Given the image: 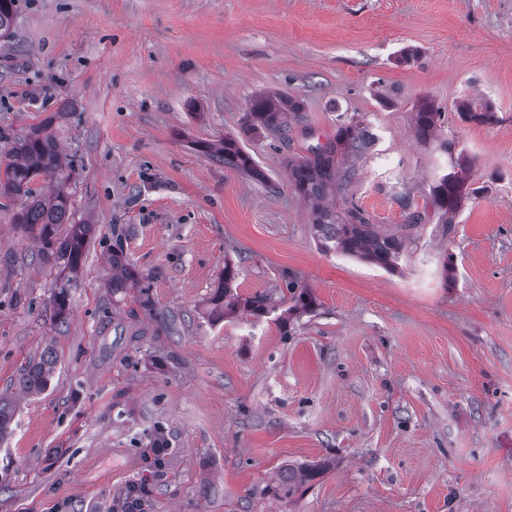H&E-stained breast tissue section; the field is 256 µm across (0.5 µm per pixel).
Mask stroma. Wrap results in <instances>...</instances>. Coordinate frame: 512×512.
Returning <instances> with one entry per match:
<instances>
[{
	"mask_svg": "<svg viewBox=\"0 0 512 512\" xmlns=\"http://www.w3.org/2000/svg\"><path fill=\"white\" fill-rule=\"evenodd\" d=\"M263 92L302 100L287 136L243 135ZM463 98L496 122L460 121ZM424 100L472 161L451 224L430 202L446 159L413 133ZM342 113L374 142L336 202L405 234L398 271L321 249L290 183ZM45 120L95 233L57 318L60 269L0 196V512H120L131 485L143 512H512V0H18L0 148ZM229 134L267 182L193 147ZM115 250L139 275L118 293ZM228 264L266 314L210 317ZM303 289L314 307L290 311ZM309 462L310 487L269 494ZM55 361L54 356L49 352L47 355H43L38 362L29 364L20 378L23 389L31 393L43 391L47 386ZM322 473L321 467L317 465H304L292 467L288 465L279 474L275 485L271 487L274 496L281 499H290L307 484L317 479Z\"/></svg>",
	"mask_w": 512,
	"mask_h": 512,
	"instance_id": "stroma-1",
	"label": "stroma"
}]
</instances>
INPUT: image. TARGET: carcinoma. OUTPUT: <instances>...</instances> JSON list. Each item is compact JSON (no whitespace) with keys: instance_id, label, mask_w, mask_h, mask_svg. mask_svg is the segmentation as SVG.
Wrapping results in <instances>:
<instances>
[{"instance_id":"cac0c4a2","label":"carcinoma","mask_w":512,"mask_h":512,"mask_svg":"<svg viewBox=\"0 0 512 512\" xmlns=\"http://www.w3.org/2000/svg\"><path fill=\"white\" fill-rule=\"evenodd\" d=\"M17 3L18 0H0L1 38L11 35ZM300 111L301 101L297 98L281 93L258 94L249 102L244 130L255 134H281L297 119ZM455 111L465 122L490 124L495 121V113L487 108L480 110L470 101L456 104ZM441 124L442 113L434 105L425 102L417 108L414 136L425 145L438 146L450 159L449 172L439 177L431 188V201L439 219L444 224H450L473 192L469 191L466 178L470 161L463 152L455 150L454 140L443 135ZM370 145L371 136L361 124L342 120L330 142L313 150L312 156L291 165V181L296 193L311 204L314 235L324 247H332L348 256L392 271L397 268V261L403 255L402 238L380 232L353 205L339 207L328 202L339 184L353 178L354 170L349 160L364 154ZM197 147L200 153L226 168L258 180L264 179L253 156L236 136L203 141ZM64 171L65 164L54 136L47 126L39 124L26 137L11 142L5 150L4 160H0V194L30 199L27 206L15 213V223L23 225L40 241L41 253L46 260H61L64 268L75 274L89 245L92 225L73 224L65 238L57 237V225L67 223L71 211ZM38 176L55 182L49 194L42 195L31 187L32 181ZM110 261L112 268L119 270V274L112 278V292L115 293L127 286L130 272L123 255L114 252ZM232 279L233 269L227 265L224 267V288L218 290L211 300V314L227 318L245 311L253 315L265 313L262 299L241 298L234 293L230 286ZM70 287L69 276L56 281L53 303L60 315L66 311ZM54 364L55 358L50 353L29 364L20 378L23 389L31 393L43 391ZM14 414V404L0 397V439L8 435ZM321 473V467L317 465L288 466L281 470L271 491L273 495L288 500Z\"/></svg>"}]
</instances>
